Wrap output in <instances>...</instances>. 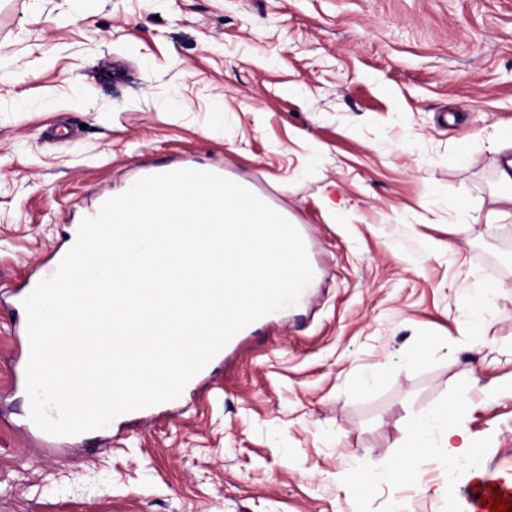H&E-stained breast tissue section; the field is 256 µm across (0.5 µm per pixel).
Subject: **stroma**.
Wrapping results in <instances>:
<instances>
[{"label":"stroma","instance_id":"stroma-1","mask_svg":"<svg viewBox=\"0 0 512 512\" xmlns=\"http://www.w3.org/2000/svg\"><path fill=\"white\" fill-rule=\"evenodd\" d=\"M500 131L512 0H0V512H457L487 472L512 483ZM180 166L260 188L318 274L179 414L41 458L24 291L105 198ZM458 397L478 467L438 450L389 479L410 419Z\"/></svg>","mask_w":512,"mask_h":512}]
</instances>
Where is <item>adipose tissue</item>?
I'll return each mask as SVG.
<instances>
[{"label":"adipose tissue","instance_id":"adipose-tissue-1","mask_svg":"<svg viewBox=\"0 0 512 512\" xmlns=\"http://www.w3.org/2000/svg\"><path fill=\"white\" fill-rule=\"evenodd\" d=\"M410 432L409 446L406 447L402 459L389 472L392 479L409 482L415 478L422 456L432 446L434 433H441V446L450 457L458 459L471 452L463 422L450 417L448 406L444 403L436 405L427 414L413 418Z\"/></svg>","mask_w":512,"mask_h":512}]
</instances>
